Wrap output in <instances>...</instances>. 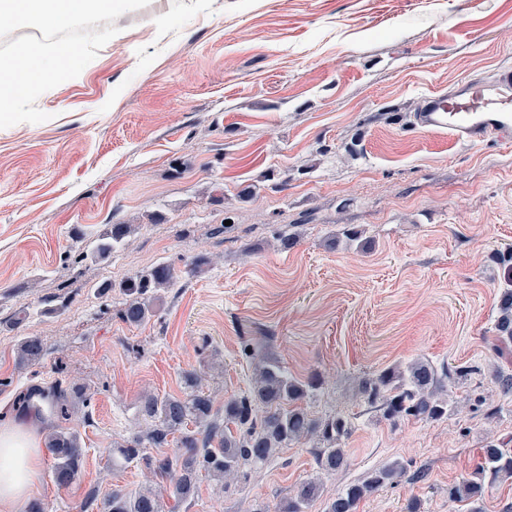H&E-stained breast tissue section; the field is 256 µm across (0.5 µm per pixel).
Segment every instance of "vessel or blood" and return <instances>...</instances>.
I'll use <instances>...</instances> for the list:
<instances>
[{
    "mask_svg": "<svg viewBox=\"0 0 512 512\" xmlns=\"http://www.w3.org/2000/svg\"><path fill=\"white\" fill-rule=\"evenodd\" d=\"M414 130L445 131L468 145L512 144V65L490 76L462 80L445 93L425 97Z\"/></svg>",
    "mask_w": 512,
    "mask_h": 512,
    "instance_id": "1",
    "label": "vessel or blood"
}]
</instances>
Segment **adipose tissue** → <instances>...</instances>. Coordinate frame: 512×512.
Listing matches in <instances>:
<instances>
[{"mask_svg":"<svg viewBox=\"0 0 512 512\" xmlns=\"http://www.w3.org/2000/svg\"><path fill=\"white\" fill-rule=\"evenodd\" d=\"M42 425L0 427V512H26L42 476Z\"/></svg>","mask_w":512,"mask_h":512,"instance_id":"ef3b65f1","label":"adipose tissue"}]
</instances>
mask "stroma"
Returning <instances> with one entry per match:
<instances>
[{"label":"stroma","mask_w":512,"mask_h":512,"mask_svg":"<svg viewBox=\"0 0 512 512\" xmlns=\"http://www.w3.org/2000/svg\"><path fill=\"white\" fill-rule=\"evenodd\" d=\"M114 25L78 77L39 96L49 120L0 129V425L45 410L56 383L86 392L68 422L82 466L60 487L44 454L36 500L103 512L112 491L141 490L148 470L113 454L145 427L142 395H183L195 372L220 407L263 356L319 374L309 410L352 421L326 494L396 460L407 478L357 512H469L449 484L487 438L512 439V392L492 377L512 374V344L492 349L512 147L410 123L426 95L512 65V0H149ZM116 224L134 230L94 258ZM163 262L177 278L156 315L123 322L120 283ZM28 336L45 354L22 364ZM415 358L473 371L497 418L472 404L380 418L359 379ZM315 472L295 443L247 485L219 494L204 476L192 504L163 509L274 512Z\"/></svg>","instance_id":"1"}]
</instances>
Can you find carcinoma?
I'll use <instances>...</instances> for the list:
<instances>
[{
	"label": "carcinoma",
	"mask_w": 512,
	"mask_h": 512,
	"mask_svg": "<svg viewBox=\"0 0 512 512\" xmlns=\"http://www.w3.org/2000/svg\"><path fill=\"white\" fill-rule=\"evenodd\" d=\"M129 233L128 224L112 225L110 235L100 240L95 254L112 252ZM174 283V269L166 263L124 280L120 288L126 303L120 311L121 318L135 326L148 322L155 313L158 291ZM495 329L500 342H512V284L501 289ZM43 355L40 339L30 336L20 343L21 361H36ZM467 375L465 370L451 371L444 365L438 367L427 359L417 358L362 377L358 390L382 418L394 425L410 419L438 421L457 411L448 385ZM185 384L188 392L183 396H143L141 411L152 425L118 449L125 462L143 463L151 476H171L169 486L147 488L133 495L114 490L107 501V512H161L164 492L175 506L188 504L195 498L200 472L226 489L231 482H247L281 449L302 441L313 443L318 475L300 482L280 502L276 512H308L310 505L324 495L322 476L346 467L348 454L343 444L351 432L350 419L340 413L316 418L303 406L320 387L319 375L298 381L279 363L262 360L249 392L224 400L222 409L214 407L213 397L201 389L195 374H188ZM45 397L50 399L57 416L67 421L71 402L82 398V394L76 386L58 384ZM176 432L180 433L178 441L184 448L176 462L147 454L149 448L168 444V437ZM46 448L55 460L56 483L61 487L69 485L83 462L79 434L58 425L47 434ZM404 475L399 462L376 469L362 481L350 483L327 498L324 512H356L367 495L399 482ZM487 479H512V448L492 437L485 442L481 460L470 477L448 485V499L468 502L472 512H480L479 502Z\"/></svg>",
	"instance_id": "1"
}]
</instances>
